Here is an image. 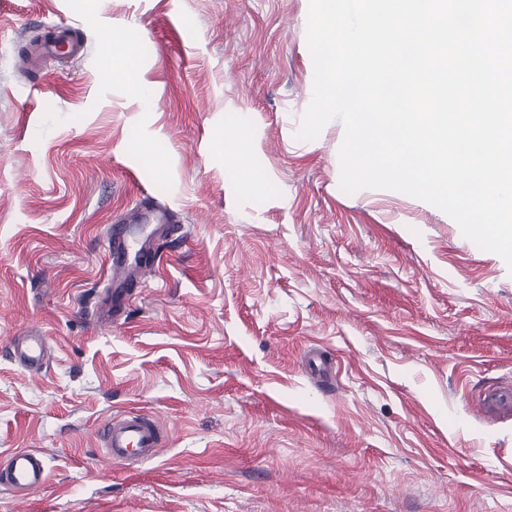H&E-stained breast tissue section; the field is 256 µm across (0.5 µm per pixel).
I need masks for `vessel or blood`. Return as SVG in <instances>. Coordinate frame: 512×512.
<instances>
[{"instance_id":"vessel-or-blood-1","label":"vessel or blood","mask_w":512,"mask_h":512,"mask_svg":"<svg viewBox=\"0 0 512 512\" xmlns=\"http://www.w3.org/2000/svg\"><path fill=\"white\" fill-rule=\"evenodd\" d=\"M126 219L130 222L155 223L156 237L181 230L171 210L153 204L131 210ZM107 244L110 276L96 315V322L100 325L114 324L124 317L126 298L120 283L132 275L138 253L154 246L153 239L140 240L120 227L109 229ZM6 347L12 359L27 371H39L46 363L45 337L14 336L7 341ZM100 438L107 457L115 462H125L133 457L140 461L151 460L164 445L155 421L137 413L110 420L104 426ZM46 470V457L42 450L14 449L9 453L5 467L0 468V487L18 496L26 495L43 486Z\"/></svg>"}]
</instances>
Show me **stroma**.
Listing matches in <instances>:
<instances>
[{
  "label": "stroma",
  "instance_id": "stroma-1",
  "mask_svg": "<svg viewBox=\"0 0 512 512\" xmlns=\"http://www.w3.org/2000/svg\"><path fill=\"white\" fill-rule=\"evenodd\" d=\"M307 14L0 0V467L47 457L45 486L0 488V512H512V409H476L512 387V269L424 201L343 192L341 122L296 139ZM56 26L81 48L46 65L32 50ZM146 195L183 229L105 330L106 228ZM34 331L38 374L5 350ZM130 411L167 444L126 466L97 434ZM233 167L244 189L253 190L261 185L262 178L259 172L243 156L236 155V158L233 160Z\"/></svg>",
  "mask_w": 512,
  "mask_h": 512
}]
</instances>
